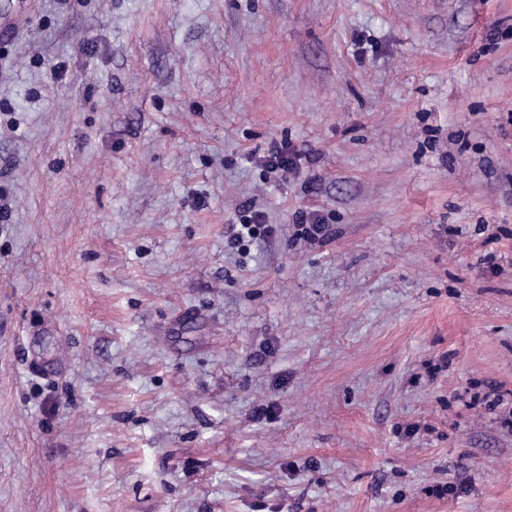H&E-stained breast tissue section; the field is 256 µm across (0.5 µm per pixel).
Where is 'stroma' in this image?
I'll list each match as a JSON object with an SVG mask.
<instances>
[{"mask_svg": "<svg viewBox=\"0 0 512 512\" xmlns=\"http://www.w3.org/2000/svg\"><path fill=\"white\" fill-rule=\"evenodd\" d=\"M2 57L0 512H512V0H35ZM300 158V154L289 152L288 147H280L273 150L268 156L265 165L271 172L279 173L285 176L291 170L296 160ZM251 209L252 207H249L244 211L248 214L242 216V219L239 222L240 224L230 225L233 240L238 243L245 242L246 239L249 241L251 239L257 238V235L260 234V228L263 224L258 223L259 215L256 211L253 212Z\"/></svg>", "mask_w": 512, "mask_h": 512, "instance_id": "1", "label": "stroma"}]
</instances>
